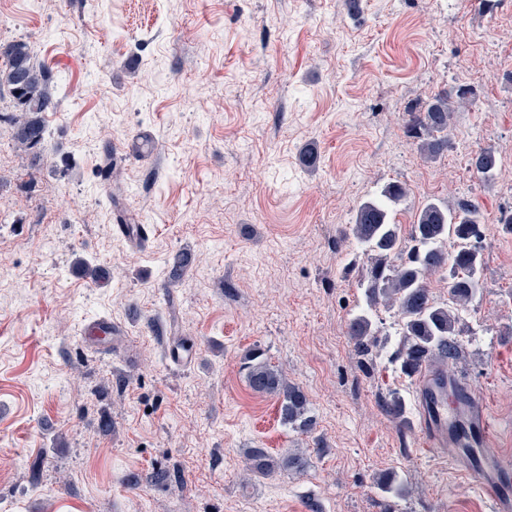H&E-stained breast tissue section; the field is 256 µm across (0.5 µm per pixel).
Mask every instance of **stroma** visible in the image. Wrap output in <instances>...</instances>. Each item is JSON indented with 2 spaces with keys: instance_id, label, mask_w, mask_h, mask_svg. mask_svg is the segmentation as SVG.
Instances as JSON below:
<instances>
[{
  "instance_id": "obj_1",
  "label": "stroma",
  "mask_w": 512,
  "mask_h": 512,
  "mask_svg": "<svg viewBox=\"0 0 512 512\" xmlns=\"http://www.w3.org/2000/svg\"><path fill=\"white\" fill-rule=\"evenodd\" d=\"M0 0L14 38L63 100L43 159L0 122V512H496L450 452L427 447L417 378L349 265L360 202L390 182L410 233L426 203L468 199L486 227L483 288L453 363L487 405L512 471V0ZM472 89L452 146L429 159L408 111ZM127 157L122 200L148 228L125 238L103 205V139ZM493 147L482 181L473 152ZM317 155L302 164L304 149ZM188 253L164 285L169 255ZM109 268L95 282L76 258ZM121 327V358L81 331ZM189 342L192 361L169 356ZM307 396L313 433L284 425L242 369L254 346ZM399 393L408 429L382 401ZM112 421L100 427L101 416ZM304 454V472L247 473L246 452ZM178 470L179 480L152 478ZM408 482L383 498L378 474ZM473 171L484 181L490 182L497 175L499 162L494 149L491 147L479 148L470 159ZM347 329L348 336L355 342L358 349L362 352L368 351L375 338L370 316L365 312L356 315L350 320Z\"/></svg>"
}]
</instances>
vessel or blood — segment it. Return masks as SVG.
I'll return each mask as SVG.
<instances>
[{"mask_svg":"<svg viewBox=\"0 0 512 512\" xmlns=\"http://www.w3.org/2000/svg\"><path fill=\"white\" fill-rule=\"evenodd\" d=\"M420 403L428 446L452 450L462 475L494 500L498 512H512V472L490 450L494 422L484 402L430 365L420 377Z\"/></svg>","mask_w":512,"mask_h":512,"instance_id":"b4317fda","label":"vessel or blood"}]
</instances>
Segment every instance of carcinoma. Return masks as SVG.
I'll return each mask as SVG.
<instances>
[{
  "label": "carcinoma",
  "instance_id": "cac0c4a2",
  "mask_svg": "<svg viewBox=\"0 0 512 512\" xmlns=\"http://www.w3.org/2000/svg\"><path fill=\"white\" fill-rule=\"evenodd\" d=\"M8 89L16 103V148L43 156L47 143V127L42 113L56 112L61 100L50 91L48 70L32 62L29 44L20 39L0 41V89ZM472 92L458 88L444 91L417 112L409 113L408 128L422 135L420 150L435 158L448 150L455 112L469 100ZM473 171L490 182L497 175L499 162L494 149L484 147L470 159ZM100 176L113 182L105 202L116 224H134L122 205L118 183V164L109 140L102 144ZM408 193L405 184L390 182L380 197L363 201L357 207L351 231L367 257L360 286L368 309L379 304L397 309L401 317L400 346L395 353L401 372L408 377L419 375L424 364L435 359L448 369V362L460 355L457 336L460 333L459 308L471 303L482 288L481 224L479 208L470 200L451 206L445 202H429L418 215L410 234V244L402 246L400 226L391 216V206ZM165 287L179 283L188 266V256L176 253L166 261ZM434 275L448 278L449 302L437 303L430 291ZM348 336L365 352L374 343L375 332L370 316L363 312L348 324ZM249 387L261 394L273 395L279 402V416L284 424L309 433L315 427L308 400L303 391L286 383L279 371L265 357V351L253 348L245 357ZM384 411L399 423H405L406 404L396 393L383 404ZM250 471L259 476L277 472H301L307 458L298 453L274 457L263 448H252L247 454ZM379 491L389 498H402L408 488L395 471L380 475Z\"/></svg>",
  "mask_w": 512,
  "mask_h": 512
}]
</instances>
